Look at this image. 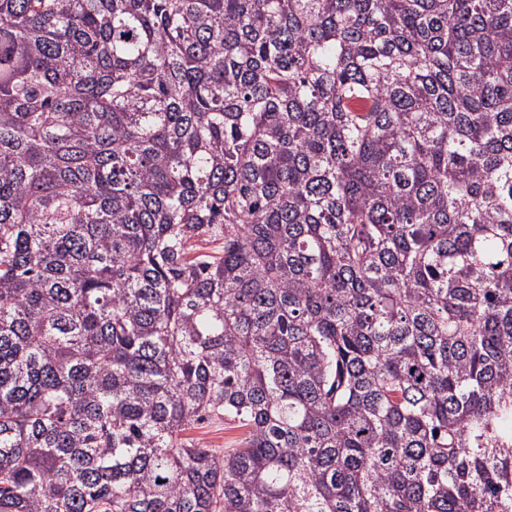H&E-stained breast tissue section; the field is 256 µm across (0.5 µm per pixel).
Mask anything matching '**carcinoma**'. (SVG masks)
Wrapping results in <instances>:
<instances>
[{"label":"carcinoma","mask_w":512,"mask_h":512,"mask_svg":"<svg viewBox=\"0 0 512 512\" xmlns=\"http://www.w3.org/2000/svg\"><path fill=\"white\" fill-rule=\"evenodd\" d=\"M0 512H512V0H0ZM246 434V428L240 427L234 421L210 417L193 425L183 437L224 452L241 448Z\"/></svg>","instance_id":"cac0c4a2"}]
</instances>
